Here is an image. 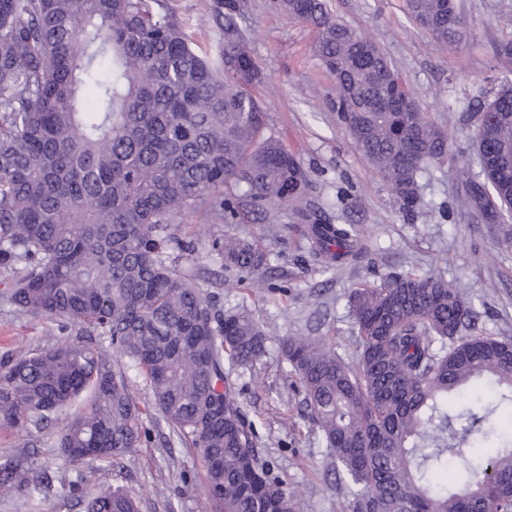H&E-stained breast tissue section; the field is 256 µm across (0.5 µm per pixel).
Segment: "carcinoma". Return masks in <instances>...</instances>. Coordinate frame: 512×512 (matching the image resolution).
Segmentation results:
<instances>
[{
  "label": "carcinoma",
  "mask_w": 512,
  "mask_h": 512,
  "mask_svg": "<svg viewBox=\"0 0 512 512\" xmlns=\"http://www.w3.org/2000/svg\"><path fill=\"white\" fill-rule=\"evenodd\" d=\"M317 32L336 112L405 211L416 174L448 155L443 130L376 41L333 17L326 0H282ZM433 38L462 36L449 0H406ZM218 56L196 51L161 0H0V267L22 316L75 330L0 356V427L29 436L60 426L57 483L19 456L0 457V494L36 503L82 497L68 467L112 466L142 445L143 417L201 457L216 512H304L299 493L261 460L228 381L266 353L245 310L224 315L171 257L194 246L169 232L205 208L235 219L308 185L302 164L266 133L245 33L216 12ZM512 74V42L494 68ZM480 171L459 170L465 208L512 220V81L479 108ZM234 197L211 192L229 180ZM313 261L339 272L368 256L352 224L304 211ZM227 268L263 273L267 254L234 234L212 242ZM356 359L331 341L285 336L281 349L326 443L345 512H512V341L474 333L481 312L441 274L392 271L348 295ZM125 359L112 360L107 348ZM151 391L140 407L126 369ZM85 407L70 412L81 395ZM476 465L448 475L474 438ZM86 512H139L132 493L96 486Z\"/></svg>",
  "instance_id": "obj_1"
}]
</instances>
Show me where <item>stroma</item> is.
<instances>
[{"label": "stroma", "instance_id": "35a3bbf8", "mask_svg": "<svg viewBox=\"0 0 512 512\" xmlns=\"http://www.w3.org/2000/svg\"><path fill=\"white\" fill-rule=\"evenodd\" d=\"M165 2L201 53H216L222 41L216 11L230 8L241 18L261 74L258 91L268 126L308 175L302 204L251 213L234 224L200 209L177 217L171 231L195 242V252L180 255L179 264L195 274L218 309L227 315L249 309L268 336L266 356L230 375L259 456L298 491L306 512H343L346 502L336 490L325 443L300 411L302 395L288 375L280 340L323 336L352 360L348 293L396 269L452 280L482 313L478 334L512 340V223L486 224L467 214L458 178L460 168L478 166L476 110L500 85L493 48L512 41V0H457L465 36L452 45L417 27L405 0H327L337 18L379 43L447 136V157L417 175L419 202L411 216L338 123L334 82L311 50L315 34L291 19L279 0ZM302 205L331 223L354 225L369 241L367 258L336 274L321 271L308 253L297 214ZM226 233L254 240L267 252L274 269L267 292L245 290L240 274L226 269L212 250L213 240ZM13 277L0 268V354L19 340L41 348L61 333L59 321L16 315L3 297ZM54 441L50 431L35 440L0 428V455L30 456L40 472L52 476L63 465ZM80 474L85 489L109 483L131 491L141 512H204L207 505L200 459L192 449L170 443L164 427L154 429L149 442L127 453L120 465L85 466Z\"/></svg>", "mask_w": 512, "mask_h": 512}]
</instances>
